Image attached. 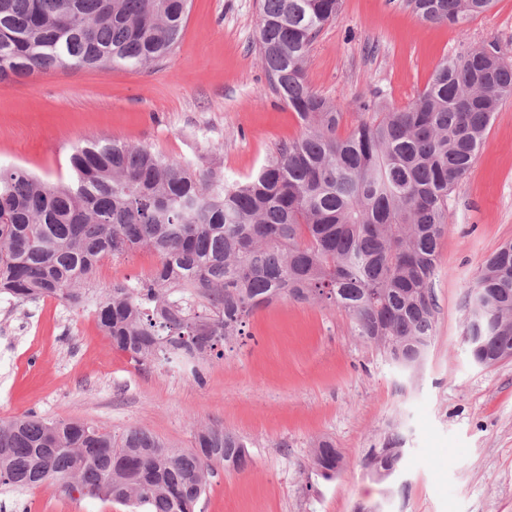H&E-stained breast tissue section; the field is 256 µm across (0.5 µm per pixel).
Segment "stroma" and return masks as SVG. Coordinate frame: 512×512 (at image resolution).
Returning <instances> with one entry per match:
<instances>
[{
	"mask_svg": "<svg viewBox=\"0 0 512 512\" xmlns=\"http://www.w3.org/2000/svg\"><path fill=\"white\" fill-rule=\"evenodd\" d=\"M260 0H192L174 51L145 67L56 70L0 82V168L55 184L90 137L152 147L230 180L253 175L303 128L271 89L256 47ZM497 43L512 50V0L458 27L420 20L402 0H343L307 60L322 96L407 105L443 58ZM432 288L434 340L415 377L354 336L336 307L278 302L253 310L223 356L190 368L137 365L113 347L96 314L102 286L151 272L135 248L103 260L78 305L0 298V420L80 421L121 438L142 428L190 448L217 426L248 446L249 468L218 471L200 512H512V359L476 365L464 343L468 292L485 259L512 241V99L495 113L468 177L448 197ZM399 431L404 458L385 483L360 461ZM332 442L348 467L324 478L311 455ZM0 512H130L110 500H71L43 485L0 493Z\"/></svg>",
	"mask_w": 512,
	"mask_h": 512,
	"instance_id": "35a3bbf8",
	"label": "stroma"
}]
</instances>
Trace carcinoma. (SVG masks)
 I'll return each mask as SVG.
<instances>
[{
    "mask_svg": "<svg viewBox=\"0 0 512 512\" xmlns=\"http://www.w3.org/2000/svg\"><path fill=\"white\" fill-rule=\"evenodd\" d=\"M192 0H0V81L57 69L141 67L174 50ZM492 0H408L425 22L459 26ZM342 0H262L257 46L274 91L299 118L282 145L242 182L197 172L146 145L87 138L68 183L0 169V295L81 299L106 257L136 247L160 265L104 290L97 317L112 345L140 364L181 368L244 335L245 317L280 300L329 301L354 335L404 369L433 338L432 280L448 232V195L469 174L494 113L512 97V62L495 43L445 58L404 108L358 98L353 128L305 74L310 47ZM472 291L491 298L486 339L470 356H512V243L484 261ZM388 435L361 467L378 480L402 459ZM246 444L203 427L188 450L142 429L120 440L81 422L36 416L0 422V486L49 480L73 497L133 512H195L214 466L243 472ZM314 465L345 460L327 441Z\"/></svg>",
    "mask_w": 512,
    "mask_h": 512,
    "instance_id": "cac0c4a2",
    "label": "carcinoma"
}]
</instances>
